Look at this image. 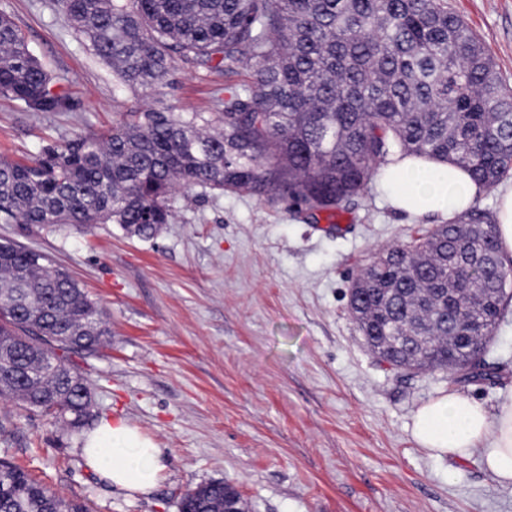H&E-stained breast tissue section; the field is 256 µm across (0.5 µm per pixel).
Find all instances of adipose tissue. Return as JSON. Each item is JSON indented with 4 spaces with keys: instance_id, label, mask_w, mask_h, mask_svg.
<instances>
[{
    "instance_id": "ef3b65f1",
    "label": "adipose tissue",
    "mask_w": 512,
    "mask_h": 512,
    "mask_svg": "<svg viewBox=\"0 0 512 512\" xmlns=\"http://www.w3.org/2000/svg\"><path fill=\"white\" fill-rule=\"evenodd\" d=\"M376 183L399 213L418 221L439 215L452 224L485 192L465 169L424 157L381 167ZM412 436L439 458L479 453L494 481L512 483V401L492 415L469 395L442 394L416 411ZM83 455L90 469L127 491L152 490L165 468L161 449L120 419H100L84 437Z\"/></svg>"
}]
</instances>
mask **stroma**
<instances>
[{
    "label": "stroma",
    "instance_id": "35a3bbf8",
    "mask_svg": "<svg viewBox=\"0 0 512 512\" xmlns=\"http://www.w3.org/2000/svg\"><path fill=\"white\" fill-rule=\"evenodd\" d=\"M512 85V0H448ZM44 68L80 102L47 118L0 96V156L20 158L73 133L111 128L135 106L208 112L223 72L179 67L135 97L70 27L59 0H0ZM175 218L152 240L97 224L88 233L0 224V242L48 255L90 293L112 343L65 352L89 382L94 419H125L161 448L153 490L112 487L85 466L80 438L0 398V457L91 512H179L183 495L230 483L249 512H512V485L479 462L432 456L412 419L451 390L443 371L379 364L348 306L372 253L405 244L420 225L394 212L376 185L342 221L297 213L288 200L177 193ZM487 358L499 377L459 392L497 413L512 395V303Z\"/></svg>",
    "mask_w": 512,
    "mask_h": 512
}]
</instances>
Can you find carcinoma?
<instances>
[{
	"mask_svg": "<svg viewBox=\"0 0 512 512\" xmlns=\"http://www.w3.org/2000/svg\"><path fill=\"white\" fill-rule=\"evenodd\" d=\"M89 49L132 91L165 85L176 66L222 70L216 118L168 106L120 113L100 136L76 134L0 158V223L85 230L117 224L140 240L172 222L176 192L279 196L332 218L380 166L427 157L490 189L512 178V86L448 0H61ZM0 94L53 116L78 100L0 14ZM493 225L425 230L391 245L349 292L369 350L402 367L465 371L455 333L490 336L508 282ZM110 329L87 291L44 254L0 243V397L82 435L93 396L53 347L95 353ZM190 512H223L224 482L188 492ZM0 512H89L0 460Z\"/></svg>",
	"mask_w": 512,
	"mask_h": 512,
	"instance_id": "cac0c4a2",
	"label": "carcinoma"
}]
</instances>
